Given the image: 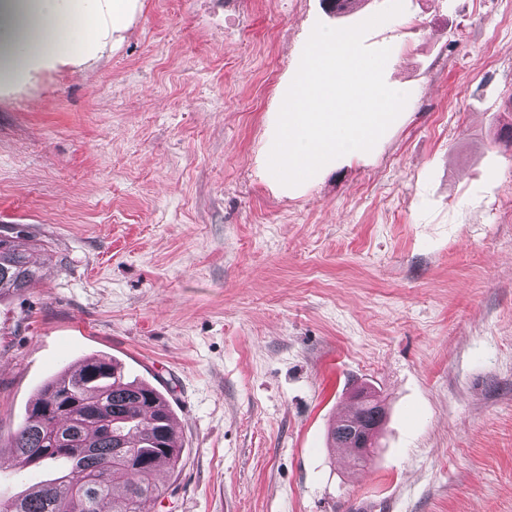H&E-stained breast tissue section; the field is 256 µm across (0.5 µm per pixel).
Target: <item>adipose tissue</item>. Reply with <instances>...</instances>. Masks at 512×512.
<instances>
[{
	"label": "adipose tissue",
	"instance_id": "1",
	"mask_svg": "<svg viewBox=\"0 0 512 512\" xmlns=\"http://www.w3.org/2000/svg\"><path fill=\"white\" fill-rule=\"evenodd\" d=\"M129 0H0V84L38 65L97 53L103 22L121 27Z\"/></svg>",
	"mask_w": 512,
	"mask_h": 512
}]
</instances>
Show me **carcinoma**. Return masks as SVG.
Here are the masks:
<instances>
[{"label":"carcinoma","instance_id":"obj_1","mask_svg":"<svg viewBox=\"0 0 512 512\" xmlns=\"http://www.w3.org/2000/svg\"><path fill=\"white\" fill-rule=\"evenodd\" d=\"M30 237L22 228L0 235V295L24 290L35 278L27 252ZM380 402L358 401L348 418L332 424V444L351 445V419L376 426ZM165 395L130 377L116 362L99 356L47 383L29 403L16 429L13 454L61 474L42 481L34 492L0 498V512H149L160 496L154 476L158 468L181 464L182 445L171 426ZM80 454L71 470L60 454Z\"/></svg>","mask_w":512,"mask_h":512}]
</instances>
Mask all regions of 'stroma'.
<instances>
[{"mask_svg":"<svg viewBox=\"0 0 512 512\" xmlns=\"http://www.w3.org/2000/svg\"><path fill=\"white\" fill-rule=\"evenodd\" d=\"M322 0H132L97 55L0 89V449L91 353L167 398L151 512H512V0L369 31L405 108L295 187L267 168ZM369 388L370 463L333 450ZM12 230V235H0V295L24 290L36 275L27 256L30 237L23 228ZM361 400H375L374 395H367L362 394L360 395ZM359 400L357 402V408L355 411H353L346 419H342L339 421H336L332 424L330 430H329V440L333 445L337 443H345L347 445V448L344 447V445L339 444V449L345 453L348 454L349 448H351V455L353 457V460L355 459V456L353 454L354 448L351 446L352 440L349 441V437L352 435V429L350 424H348L352 418L362 420H367L370 422V424L376 425L374 431L375 433L379 432V425L382 422L383 418L381 419V416L378 417V410L380 409V404L382 401H371V402H365Z\"/></svg>","mask_w":512,"mask_h":512,"instance_id":"stroma-1","label":"stroma"}]
</instances>
